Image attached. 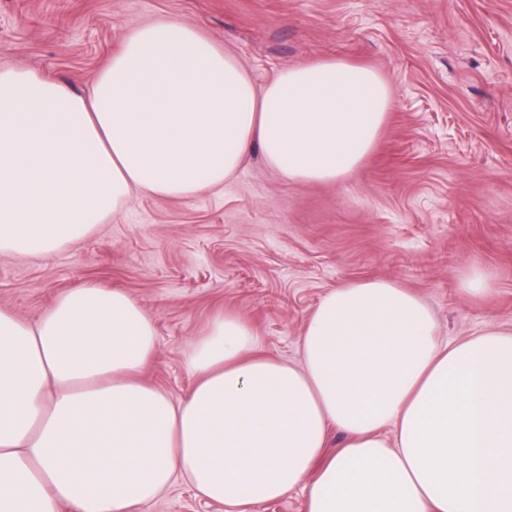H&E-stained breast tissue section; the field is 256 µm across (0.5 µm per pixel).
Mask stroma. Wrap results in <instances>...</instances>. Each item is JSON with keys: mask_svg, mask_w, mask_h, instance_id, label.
Listing matches in <instances>:
<instances>
[{"mask_svg": "<svg viewBox=\"0 0 512 512\" xmlns=\"http://www.w3.org/2000/svg\"><path fill=\"white\" fill-rule=\"evenodd\" d=\"M164 17L198 26L263 87L327 58L369 67L392 103L375 150L333 183L283 178L251 155L222 189L132 193L88 238L46 257L0 256V308L36 322L62 292L117 288L158 348L144 381L175 400L216 315L250 322L259 350L295 362L329 290L387 278L423 298L439 334L512 329V0H0V67L85 93L124 37ZM475 270L493 290L475 299ZM146 512H224L183 481Z\"/></svg>", "mask_w": 512, "mask_h": 512, "instance_id": "1", "label": "stroma"}]
</instances>
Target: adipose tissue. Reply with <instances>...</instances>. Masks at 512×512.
Wrapping results in <instances>:
<instances>
[{
	"label": "adipose tissue",
	"instance_id": "adipose-tissue-1",
	"mask_svg": "<svg viewBox=\"0 0 512 512\" xmlns=\"http://www.w3.org/2000/svg\"><path fill=\"white\" fill-rule=\"evenodd\" d=\"M390 105L376 71L335 58L255 87L176 18L127 34L84 94L0 68V255L60 252L135 191L221 188L254 150L338 181ZM298 348L266 356L217 315L176 401L140 378L157 331L122 290L69 289L33 324L0 309V512H140L179 478L225 512L300 486L305 512H512V330L441 340L422 298L377 278L329 290Z\"/></svg>",
	"mask_w": 512,
	"mask_h": 512
}]
</instances>
